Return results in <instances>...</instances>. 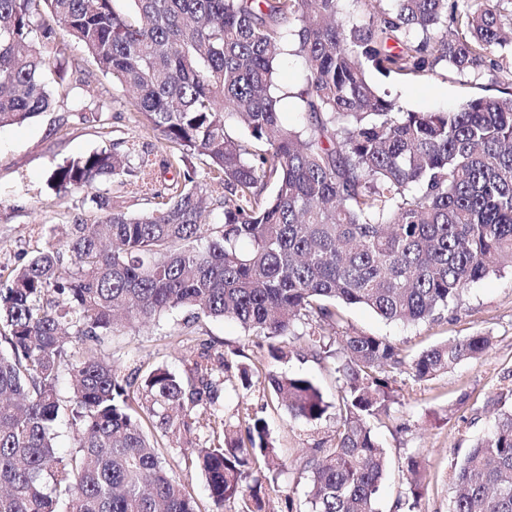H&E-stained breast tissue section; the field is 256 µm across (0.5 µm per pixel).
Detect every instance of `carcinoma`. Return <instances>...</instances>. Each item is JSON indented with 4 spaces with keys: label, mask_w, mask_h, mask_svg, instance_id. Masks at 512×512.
Wrapping results in <instances>:
<instances>
[{
    "label": "carcinoma",
    "mask_w": 512,
    "mask_h": 512,
    "mask_svg": "<svg viewBox=\"0 0 512 512\" xmlns=\"http://www.w3.org/2000/svg\"><path fill=\"white\" fill-rule=\"evenodd\" d=\"M114 2L0 0V126L50 109L49 84L86 83L68 53L75 43L165 147L131 143L58 164L52 189L90 191V216L0 282V512H200L155 432L189 452L212 512H266L267 480L284 463L263 419L223 422V441L193 445L195 407L217 399L209 351H188L187 380L164 367L124 376L100 352L115 333L179 308L236 321L269 339L275 359L306 350L334 360L336 433L305 460L309 502L312 512H376L387 459L371 421L390 417L389 373L406 365L430 379L485 354L491 338L407 362L382 336L327 330L341 304L388 322L433 320L470 284L512 268V89L455 111L405 112L366 70L478 72L496 84L512 18L500 0H355L352 19L342 0H130L127 12ZM288 56L304 62L291 86L277 76ZM285 98L299 104L301 127L282 123ZM230 122L249 143L229 135ZM197 156L224 206L217 227L205 223ZM158 170L174 175L157 189ZM104 177L134 186L150 208L116 209L96 189ZM73 342L84 346L75 362ZM268 383L290 418L327 416L312 380L270 373ZM63 420L75 432L67 459L55 443ZM452 482L449 512H512V410L455 463Z\"/></svg>",
    "instance_id": "1"
}]
</instances>
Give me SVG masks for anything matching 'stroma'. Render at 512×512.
Returning a JSON list of instances; mask_svg holds the SVG:
<instances>
[{"label": "stroma", "mask_w": 512, "mask_h": 512, "mask_svg": "<svg viewBox=\"0 0 512 512\" xmlns=\"http://www.w3.org/2000/svg\"><path fill=\"white\" fill-rule=\"evenodd\" d=\"M70 54L81 59L87 84L55 88L50 111L21 125L0 127V271L5 273L46 244L63 245L65 223L81 215L83 192L59 197L47 183L63 158L108 150L118 140L136 143L143 150L162 148L140 127L120 82L103 76L80 46H71ZM369 78L413 111L454 110L469 99L497 94L487 77L473 73L403 81L373 72ZM104 96L113 98L111 109L90 120V112H97ZM341 313L340 331L385 337L408 360L430 346L475 332L490 336L491 347L483 357L462 361L431 379L418 382L408 371H393L397 401L392 416L373 425L389 461L377 495L378 512H449L454 495L452 462L490 433L499 412L512 409V268L470 285L459 302L435 321L390 323L361 306L342 308ZM188 316V311L177 310L136 325L106 341L102 353L124 375L164 366L185 378L190 365L182 357L184 349L211 345L214 354L226 361L224 370L212 373L224 383L215 412L234 425L250 415L263 418L285 462L277 477L279 490L270 497L273 512H283L289 498L296 512H309L303 461L308 449L328 447L336 415L331 412L315 422L291 419L277 403L267 375L274 371L307 377L332 403L339 390L332 360L303 351L273 361L267 346L257 345L255 337L245 335L230 319L201 317L193 333L184 337L180 330ZM243 366L251 370L252 386L241 394L236 385ZM412 457L420 462L424 484L413 509L405 502L407 461Z\"/></svg>", "instance_id": "stroma-1"}]
</instances>
